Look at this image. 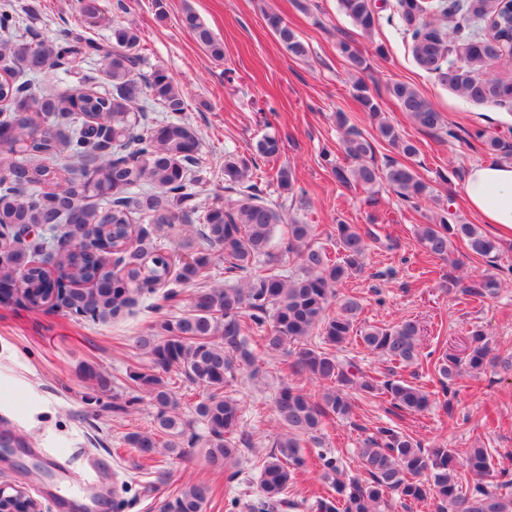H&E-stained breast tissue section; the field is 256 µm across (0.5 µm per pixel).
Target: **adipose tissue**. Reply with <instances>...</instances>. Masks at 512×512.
Returning a JSON list of instances; mask_svg holds the SVG:
<instances>
[{"instance_id": "ef3b65f1", "label": "adipose tissue", "mask_w": 512, "mask_h": 512, "mask_svg": "<svg viewBox=\"0 0 512 512\" xmlns=\"http://www.w3.org/2000/svg\"><path fill=\"white\" fill-rule=\"evenodd\" d=\"M463 197L470 211L498 236L512 238V164H479L468 171Z\"/></svg>"}]
</instances>
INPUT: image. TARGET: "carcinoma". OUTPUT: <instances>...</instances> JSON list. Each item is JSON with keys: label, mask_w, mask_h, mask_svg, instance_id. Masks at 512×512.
Returning <instances> with one entry per match:
<instances>
[{"label": "carcinoma", "mask_w": 512, "mask_h": 512, "mask_svg": "<svg viewBox=\"0 0 512 512\" xmlns=\"http://www.w3.org/2000/svg\"><path fill=\"white\" fill-rule=\"evenodd\" d=\"M339 5L357 28L368 33L375 27L373 0H339ZM78 13L85 27L103 20L100 0H78ZM459 13L474 23L467 33L460 23L450 29L443 25ZM397 15L421 68L473 103L512 106V79L491 71L496 61L512 62V0H398ZM182 22L213 58H224L223 44L192 10H186ZM266 23L289 55L308 56V45L278 14H266ZM15 28L12 5L0 4V103L10 109L0 120V228L7 231L0 238V287L20 281L23 301L31 309L64 308L105 320L127 309L137 293H153L171 282L196 285L183 314L140 339L151 370L134 374L133 380L155 407L154 429L128 434L130 447L149 459L160 448L180 453L185 423L163 378L177 369L208 390L195 413L205 429L209 464L227 468L245 440L238 435L240 404L224 395V385L254 364V344L285 353L292 357L291 374L319 381L323 388L311 393L287 384L275 397L274 411L285 432L274 436L273 452L264 461L258 512H279L283 505L297 506L284 494L305 466L302 445L319 439L325 420L349 418L351 393L383 395L410 413L430 405L431 394L421 387L403 379L381 381L340 355L348 345L356 343L401 367L425 363L444 392L461 373L460 365L470 370L485 366L489 349L478 330L465 361L446 353L425 360L412 320L359 332L355 322L362 304L355 296L328 313L338 285L364 267L367 236L351 224H336V259L314 244L312 225H289L288 250L301 260L300 270L286 275L270 265V244L285 214L260 199L247 159L224 160V184L238 195L233 204L192 203L191 171L200 168V137L177 118L185 101L174 78L163 68L141 73L137 28L112 24L106 44L79 34L63 41L17 38L10 36ZM337 48L355 71L370 68L350 38L339 39ZM92 55L106 62L110 89L103 92L92 87L93 77L86 72ZM61 67L77 85L30 92L29 78ZM353 90L380 136L403 156L416 155V146L401 139L368 87L358 80ZM389 94L419 127L444 129L456 137L443 114L413 86L396 82ZM149 95L173 118L148 121L140 102ZM473 137L500 160L512 162V143L487 138L483 129ZM342 146L352 165L333 167L338 182L388 187L412 204L430 196V187L412 165H376L373 146L361 132L347 130ZM254 151L273 160L281 153L280 140L265 134ZM178 223L200 225V249L175 261L160 233ZM32 226L48 229L50 236L28 237ZM88 227L94 229L92 242L84 237ZM456 240L489 263L500 252L496 240L446 209L417 231L419 247L436 258H447ZM212 249L224 255L222 286L214 284L218 273L211 266ZM315 333L319 345L310 341ZM489 456L486 448H470L460 464L440 445L424 448L407 434L381 428L359 451L366 480L347 483L339 458L318 456L322 478L334 494L321 498L317 508L377 512L386 496L396 494L413 501L431 498L435 512H512V492L490 491L482 483ZM210 493L206 483L191 484L164 501L160 512H203Z\"/></svg>", "instance_id": "1"}]
</instances>
